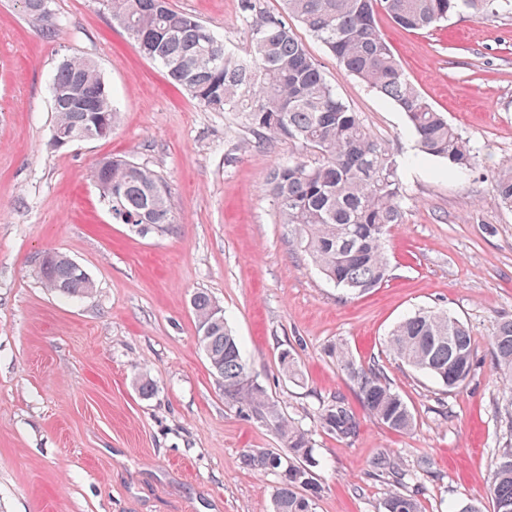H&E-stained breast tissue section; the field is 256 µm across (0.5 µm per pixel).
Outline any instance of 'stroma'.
<instances>
[{
    "instance_id": "1",
    "label": "stroma",
    "mask_w": 512,
    "mask_h": 512,
    "mask_svg": "<svg viewBox=\"0 0 512 512\" xmlns=\"http://www.w3.org/2000/svg\"><path fill=\"white\" fill-rule=\"evenodd\" d=\"M250 51L241 0H170ZM44 38L18 0H0V512H271L277 478L243 467L252 449H283L272 427L229 405L200 346L190 300L224 309L255 381L312 432L322 485L314 512H384L370 475L380 454L424 472L408 484L422 512H493V462L512 446V414L490 366L496 324L512 318V210L492 183L512 166V13L454 14L411 32L381 31L406 77L478 157L460 178L415 152L406 117L337 65L300 23L292 29L339 97L396 158L403 217L387 242L389 276L346 295L297 250L263 190L293 156L258 145L240 115L212 112L169 86L101 0H53ZM97 65L120 108L107 139L55 146L48 84L58 62ZM126 158L167 184L172 222L141 232L116 224L96 165ZM58 253L93 283L79 299L43 287L39 262ZM443 310L473 341L474 370L448 390L390 356L385 340L408 314ZM302 373L288 378L282 351ZM379 362L414 415L407 433L362 409L338 354ZM144 374L156 390L142 397ZM343 398L359 420L341 440L318 415Z\"/></svg>"
}]
</instances>
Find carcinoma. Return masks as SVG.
Segmentation results:
<instances>
[{
    "mask_svg": "<svg viewBox=\"0 0 512 512\" xmlns=\"http://www.w3.org/2000/svg\"><path fill=\"white\" fill-rule=\"evenodd\" d=\"M42 35L58 31L52 0H19ZM104 7L175 85L211 112H236L262 142L289 140L300 152L270 171L264 190L281 221L291 227L296 247L335 287L363 293L380 285L388 273L386 235L402 219L399 163L366 130L326 80L315 60L288 26L300 22L349 74L404 112L415 140L416 157L435 158L448 171L465 176L474 165L471 147L444 113L434 109L405 76L383 37L378 16L416 31L466 7L476 14L512 11V0H283L284 14L256 9L242 0V26L251 53L239 56L193 16L169 0H103ZM49 92L53 129L77 137L118 118L114 93L96 65L81 56L63 59L52 75ZM97 185L118 224H139L149 231L172 223L168 190L153 171L127 159L106 160L96 168ZM493 191L512 209V167L498 173ZM70 259L53 255L41 270L49 291L68 298L89 293L92 282L78 279ZM216 302L198 291L192 298L200 345L212 373L224 384V401L246 408L285 441L283 452L249 450L245 467L278 478L272 512H313L321 487L312 474L313 448L308 430L286 418L266 390L249 383L240 340L226 319L212 313ZM394 359L450 389L463 385L472 369L469 330L444 311L421 310L404 318L386 339ZM339 361L366 411L387 428L409 432L414 417L391 387L383 367L367 366L342 354ZM492 361L508 387L512 407V319L497 323ZM323 431L339 439L353 437L356 415L341 398L318 416ZM374 474L390 479L385 512H421L418 500L400 489L410 473L385 454L374 458ZM490 495L494 512H512V448L496 463Z\"/></svg>",
    "mask_w": 512,
    "mask_h": 512,
    "instance_id": "carcinoma-1",
    "label": "carcinoma"
}]
</instances>
